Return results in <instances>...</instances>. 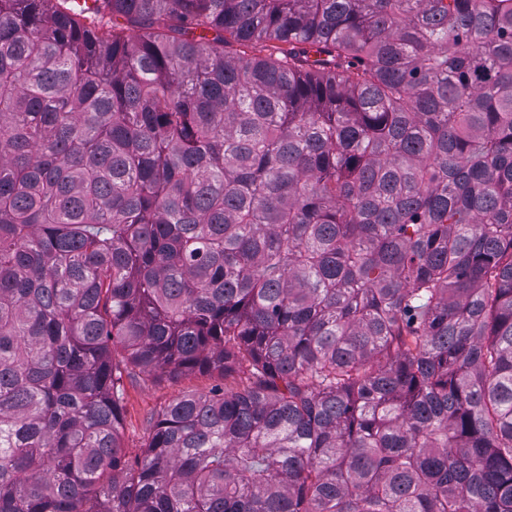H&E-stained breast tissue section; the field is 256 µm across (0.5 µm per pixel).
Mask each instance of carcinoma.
<instances>
[{"label": "carcinoma", "mask_w": 512, "mask_h": 512, "mask_svg": "<svg viewBox=\"0 0 512 512\" xmlns=\"http://www.w3.org/2000/svg\"><path fill=\"white\" fill-rule=\"evenodd\" d=\"M95 2L0 0V512H512V0ZM207 374L194 373L175 380L153 382L147 378L124 379L123 446L129 461L141 454L150 440L158 412L187 394H206L216 385Z\"/></svg>", "instance_id": "carcinoma-1"}]
</instances>
